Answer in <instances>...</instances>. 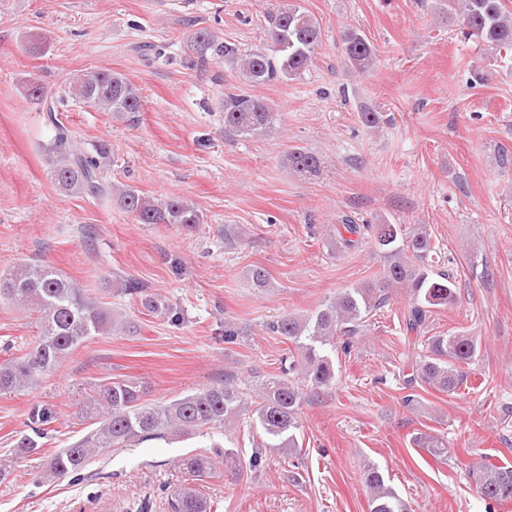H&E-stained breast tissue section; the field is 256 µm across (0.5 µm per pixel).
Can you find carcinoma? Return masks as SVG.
Masks as SVG:
<instances>
[{
	"label": "carcinoma",
	"mask_w": 512,
	"mask_h": 512,
	"mask_svg": "<svg viewBox=\"0 0 512 512\" xmlns=\"http://www.w3.org/2000/svg\"><path fill=\"white\" fill-rule=\"evenodd\" d=\"M448 21L455 24L466 39L475 37L488 44L500 56L512 54V8L508 0H448ZM269 51L249 54L239 52L229 42H220L206 28L187 37V46L203 55L212 51L236 66L247 82L262 84L288 80L306 70L313 62L322 39L318 19L295 3L285 0L271 16L267 30ZM341 41L349 63L365 73L374 65L375 47L357 28L341 32ZM72 98L112 119L135 125L143 112L139 90L125 77L110 70H91L75 75L69 83ZM224 129L238 135L252 136L267 131L276 113L260 98L228 92L224 95ZM52 177L60 190L72 195L98 198L115 196L122 208L140 224H180L192 228L201 223V215L181 197L158 200L139 190L117 188L104 177L109 159L107 146L97 144L88 149L61 124H53V136L46 146ZM288 167L315 175L321 159L301 148L288 153ZM343 228L357 239H343L347 248L355 246L365 232L373 231L385 265L377 282L344 288L313 313L287 315L267 324V330L292 344L280 359L279 373L264 377L252 388V401L245 405V393L233 377L194 393L177 396L166 402L145 399L139 382L121 379L101 384L85 399L82 412L97 420V427L87 436L58 450L51 459L50 470L58 477L81 479L92 458L112 448H131L150 440L173 436L206 434L210 444L198 453L179 461L188 476L197 480L228 464L234 450L213 439L238 420L241 411L250 410L252 422L268 439L266 447H297L298 409L303 391L291 376L297 374L313 388L325 390L334 385L336 367L329 353L336 340L346 338L344 349L357 334L365 316L389 299V288L407 289L410 303L402 317L405 339L424 342V353L411 361L412 373L405 385L422 381L435 389L450 393L461 387L463 367L473 362L479 351L478 338L461 333L424 337L434 309L452 304L455 281L447 273H434L432 263L436 248L430 234L422 228L407 233L398 224L359 225L347 216ZM120 293L140 300L150 312L168 310V306L147 293L140 282L123 281ZM0 300H6L35 316L38 338L19 356L0 362V393H12L39 385L60 367L65 359L92 336L109 335L117 328L122 313L112 311L88 290L70 280L57 268L40 263L22 264L0 275ZM53 414L47 408L34 407L28 413L33 436L21 441L25 453L42 447ZM369 490L370 512H409V505L389 486L379 470L367 466L363 473ZM477 492L488 501H512V466L484 464L474 472ZM170 512H212V504L192 486L163 487Z\"/></svg>",
	"instance_id": "obj_1"
}]
</instances>
